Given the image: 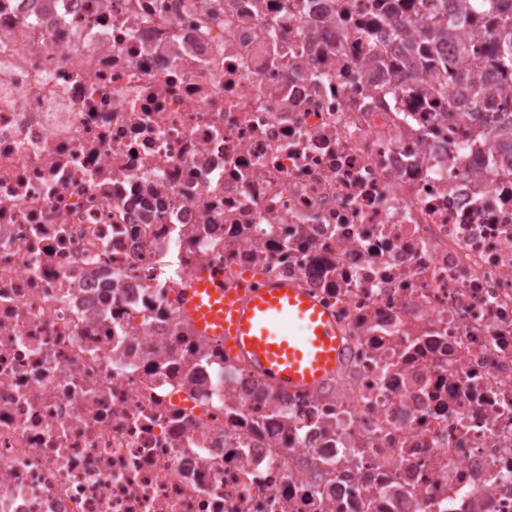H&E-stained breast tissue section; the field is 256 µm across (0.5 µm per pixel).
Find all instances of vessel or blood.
Listing matches in <instances>:
<instances>
[{"instance_id": "b4317fda", "label": "vessel or blood", "mask_w": 512, "mask_h": 512, "mask_svg": "<svg viewBox=\"0 0 512 512\" xmlns=\"http://www.w3.org/2000/svg\"><path fill=\"white\" fill-rule=\"evenodd\" d=\"M182 312L199 334L224 342L280 387L322 385L343 355L335 318L292 283L273 280L255 290L249 280L229 281L202 266L187 278Z\"/></svg>"}]
</instances>
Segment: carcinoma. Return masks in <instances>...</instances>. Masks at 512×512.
<instances>
[{"mask_svg": "<svg viewBox=\"0 0 512 512\" xmlns=\"http://www.w3.org/2000/svg\"><path fill=\"white\" fill-rule=\"evenodd\" d=\"M335 2L343 37L365 43L372 61L387 60L379 30L408 44L395 64L412 74L417 106L447 109L455 94L463 115L491 117L490 129L472 128L467 147L512 153V0H366L362 12L352 0Z\"/></svg>", "mask_w": 512, "mask_h": 512, "instance_id": "carcinoma-1", "label": "carcinoma"}]
</instances>
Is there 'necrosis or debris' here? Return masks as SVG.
<instances>
[{
    "mask_svg": "<svg viewBox=\"0 0 512 512\" xmlns=\"http://www.w3.org/2000/svg\"><path fill=\"white\" fill-rule=\"evenodd\" d=\"M330 0H0V512H512V156ZM292 281L336 372L181 313ZM183 316L257 374L279 387L306 390L335 372L343 350L336 319L297 285L272 280L253 290L248 279L227 281L202 266L187 278Z\"/></svg>",
    "mask_w": 512,
    "mask_h": 512,
    "instance_id": "4bbe7bcc",
    "label": "necrosis or debris"
}]
</instances>
